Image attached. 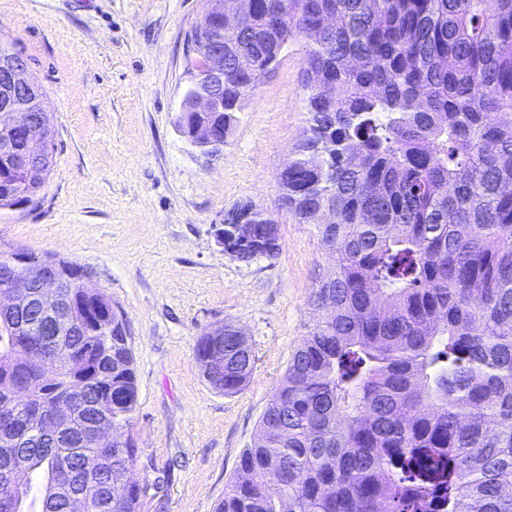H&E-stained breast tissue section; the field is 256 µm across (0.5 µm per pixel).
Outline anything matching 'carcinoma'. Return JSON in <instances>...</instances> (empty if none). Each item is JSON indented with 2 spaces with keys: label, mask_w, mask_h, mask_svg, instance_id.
<instances>
[{
  "label": "carcinoma",
  "mask_w": 512,
  "mask_h": 512,
  "mask_svg": "<svg viewBox=\"0 0 512 512\" xmlns=\"http://www.w3.org/2000/svg\"><path fill=\"white\" fill-rule=\"evenodd\" d=\"M254 0L224 31V113L253 93L281 45L321 26L307 43L308 112L315 132L281 174L278 211L250 200L228 223L268 226L291 211L301 224L336 209L334 264L315 289L314 323L293 351L261 417L244 477L215 512H512V0ZM336 142L324 155L320 139ZM51 170L0 176V209ZM112 330L67 338L90 356L80 393L86 412L67 419L56 446L38 442L43 421L68 414L64 359L35 366L0 329V461L26 465L30 481L0 476V512H66L71 491L87 512H141L133 497L131 434L138 399L132 351L103 374L96 352ZM218 362L210 386L234 394L254 366L224 328L204 332L196 362ZM115 433L110 445L97 428ZM99 460L86 476L80 458Z\"/></svg>",
  "instance_id": "cac0c4a2"
}]
</instances>
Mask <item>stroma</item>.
I'll return each instance as SVG.
<instances>
[{
	"instance_id": "stroma-1",
	"label": "stroma",
	"mask_w": 512,
	"mask_h": 512,
	"mask_svg": "<svg viewBox=\"0 0 512 512\" xmlns=\"http://www.w3.org/2000/svg\"><path fill=\"white\" fill-rule=\"evenodd\" d=\"M205 0H0V40L45 93L54 170L35 202L0 210V249L51 252L88 270L125 313L138 387L135 473L143 512H213L313 324L331 265L317 225L279 218V250L245 262L215 235L243 199L272 210L278 172L310 123L304 40L237 114L224 152L176 128L185 37ZM230 323L256 363L233 395L195 360L206 328Z\"/></svg>"
}]
</instances>
